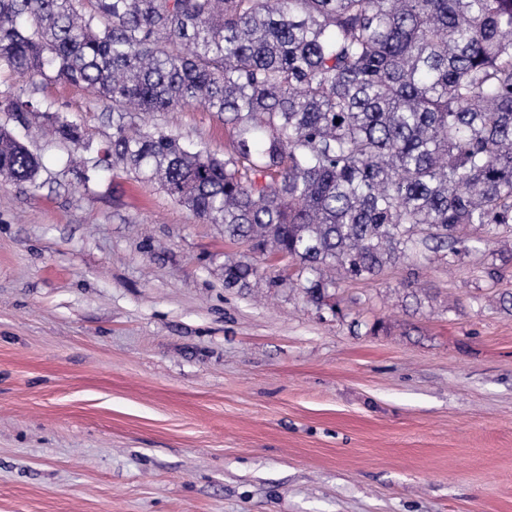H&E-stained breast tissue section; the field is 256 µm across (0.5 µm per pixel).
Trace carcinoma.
<instances>
[{
  "mask_svg": "<svg viewBox=\"0 0 512 512\" xmlns=\"http://www.w3.org/2000/svg\"><path fill=\"white\" fill-rule=\"evenodd\" d=\"M0 69L84 87L112 112L96 145L52 104L0 91L19 122L94 166L121 164L262 261L284 260L318 306L338 287L479 251L466 229L512 225V0H0ZM224 116L220 158L134 113ZM340 122H335V119ZM36 156L0 127V179Z\"/></svg>",
  "mask_w": 512,
  "mask_h": 512,
  "instance_id": "cac0c4a2",
  "label": "carcinoma"
}]
</instances>
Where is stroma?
Here are the masks:
<instances>
[{"mask_svg":"<svg viewBox=\"0 0 512 512\" xmlns=\"http://www.w3.org/2000/svg\"><path fill=\"white\" fill-rule=\"evenodd\" d=\"M9 86L111 139L82 87ZM153 121L228 143L213 112ZM42 124L0 112L41 163L0 180V512H512V229L341 282L337 316L291 265L225 287L245 245Z\"/></svg>","mask_w":512,"mask_h":512,"instance_id":"obj_1","label":"stroma"}]
</instances>
